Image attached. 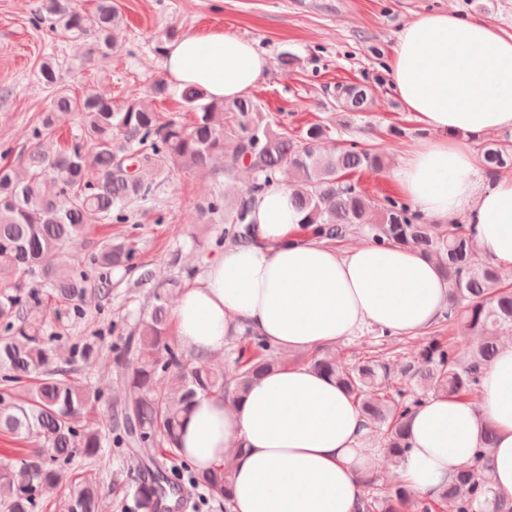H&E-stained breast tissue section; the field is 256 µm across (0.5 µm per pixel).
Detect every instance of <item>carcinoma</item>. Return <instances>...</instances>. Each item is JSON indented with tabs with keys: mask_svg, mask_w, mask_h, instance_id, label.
Masks as SVG:
<instances>
[{
	"mask_svg": "<svg viewBox=\"0 0 512 512\" xmlns=\"http://www.w3.org/2000/svg\"><path fill=\"white\" fill-rule=\"evenodd\" d=\"M119 19L112 0H98L93 20L74 10L72 0H43L31 24L54 35L90 38L97 50L111 48L110 32ZM41 76L55 90L47 111L23 135L27 146L18 166H0V434L37 437L44 447L28 448L16 462L0 464V508L4 512H43L39 492L62 481V466L75 453L87 460L103 455L105 435L90 421L100 391L80 377L92 367L107 345L113 323H104L89 338L68 340L60 357L44 325L29 318L45 297L81 318L90 297L112 295L117 269L139 271L135 285L154 288L155 304L124 343L110 346L121 368L124 396L110 404L109 434L118 448L140 459L153 482L136 481L133 512H159L166 494L160 460L181 459L179 430L199 394L224 399L242 396L254 380L280 367L276 349L248 328V346L237 351L235 379L201 355L185 357L170 334V313L162 289L179 281L158 278L148 263L136 261L134 235L113 237L89 253L69 245L94 224H126L127 205L152 199L157 179L174 170L209 168L216 156L224 166L216 175L234 179L240 163L252 173L251 182L231 202L216 191L199 206L203 224H222L215 245L246 244L253 240L250 213L255 197L280 182L282 169L296 174L292 201L303 213L301 229L324 240L342 241L352 232H366L380 245L411 248L436 262L448 280V329L462 324L468 331L495 325L512 333V284L492 264L472 251L466 224H425L412 205L400 197H370L350 175L382 167L381 158L352 142L323 154L319 141L329 136L322 124L291 136L275 130L251 98L231 102L207 99L199 88L187 86L181 99L194 111L186 125L168 119L149 103L130 98L120 106L92 88L76 96L62 84L51 63ZM341 107L363 112L369 105L365 85H339ZM79 114L81 134L64 149L42 148L63 117ZM489 175L512 166V145L487 143L480 153ZM498 344L488 340L462 357L457 337L437 336L418 354L420 364L403 360L394 366L390 352L370 349L351 366H339L327 353L310 360L317 372L333 378L357 405L367 425L380 439L383 453L394 463L409 448L407 424L425 398L444 393L470 397L479 390L484 367L495 357ZM28 381L26 395L17 385ZM495 431L486 426L473 463L435 502L412 494L405 486L380 487L369 479L361 512H432L436 503L448 512H512V500L492 494L480 474L486 448ZM187 480L231 512V472L218 460L200 470L185 469ZM102 488L91 470L62 492L54 507L59 512H100Z\"/></svg>",
	"mask_w": 512,
	"mask_h": 512,
	"instance_id": "cac0c4a2",
	"label": "carcinoma"
}]
</instances>
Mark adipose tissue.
Here are the masks:
<instances>
[{
    "label": "adipose tissue",
    "mask_w": 512,
    "mask_h": 512,
    "mask_svg": "<svg viewBox=\"0 0 512 512\" xmlns=\"http://www.w3.org/2000/svg\"><path fill=\"white\" fill-rule=\"evenodd\" d=\"M163 67L170 83L230 102L251 92L269 60L251 41L212 30L167 44ZM388 68L427 133L392 173L402 194L439 223L466 214L481 255L512 270V177H481L467 145L512 130V34L451 9L424 13L398 33ZM302 218L286 184L256 197L253 242L225 248L180 292L172 311L180 342L208 355L246 327L284 351L314 352L368 325L411 337L438 324L448 283L433 261L368 241L341 251L301 234ZM363 422L332 378L289 364L241 398L197 396L181 446L197 466H229L232 512H358L362 480L379 475L383 456L367 446ZM487 423L496 440L481 472L512 499V340L475 399L434 395L410 418L405 486L438 499L470 464Z\"/></svg>",
    "instance_id": "adipose-tissue-1"
}]
</instances>
